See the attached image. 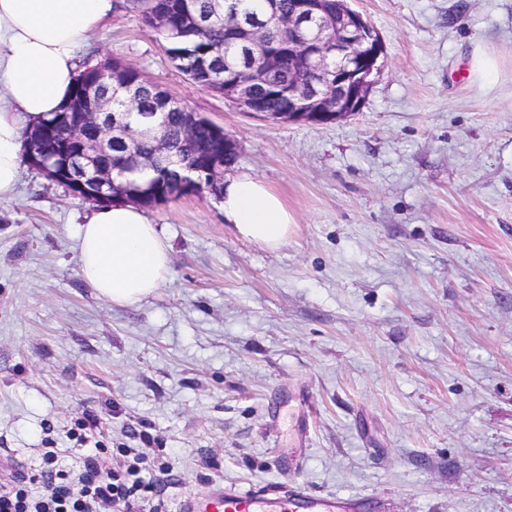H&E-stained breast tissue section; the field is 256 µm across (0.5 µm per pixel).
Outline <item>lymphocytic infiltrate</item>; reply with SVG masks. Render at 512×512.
I'll use <instances>...</instances> for the list:
<instances>
[{
  "instance_id": "1",
  "label": "lymphocytic infiltrate",
  "mask_w": 512,
  "mask_h": 512,
  "mask_svg": "<svg viewBox=\"0 0 512 512\" xmlns=\"http://www.w3.org/2000/svg\"><path fill=\"white\" fill-rule=\"evenodd\" d=\"M124 465L115 470L107 465L100 450L85 455L79 469L63 473L54 449L42 455V490L29 494L24 483L0 485V512H161L154 501L155 481L145 479L143 467L167 474L168 463L151 448H127Z\"/></svg>"
}]
</instances>
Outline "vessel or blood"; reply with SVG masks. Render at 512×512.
I'll list each match as a JSON object with an SVG mask.
<instances>
[{
    "label": "vessel or blood",
    "mask_w": 512,
    "mask_h": 512,
    "mask_svg": "<svg viewBox=\"0 0 512 512\" xmlns=\"http://www.w3.org/2000/svg\"><path fill=\"white\" fill-rule=\"evenodd\" d=\"M361 508L358 498L342 501L330 494L298 487L285 491L278 486L251 491L222 486L182 506L183 512H360Z\"/></svg>",
    "instance_id": "obj_1"
}]
</instances>
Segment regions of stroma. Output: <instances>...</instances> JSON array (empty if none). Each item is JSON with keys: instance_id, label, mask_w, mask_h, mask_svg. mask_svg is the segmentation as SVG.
<instances>
[{"instance_id": "stroma-1", "label": "stroma", "mask_w": 512, "mask_h": 512, "mask_svg": "<svg viewBox=\"0 0 512 512\" xmlns=\"http://www.w3.org/2000/svg\"><path fill=\"white\" fill-rule=\"evenodd\" d=\"M386 48L361 112L277 123L194 84L136 12L78 50L121 58L234 138L294 222L269 249L213 196L146 207L171 247L141 302L79 272L92 204L23 167L0 202V483L63 468L82 413L168 455L166 512L294 484L363 512H512V0H352ZM495 60L474 77V58Z\"/></svg>"}]
</instances>
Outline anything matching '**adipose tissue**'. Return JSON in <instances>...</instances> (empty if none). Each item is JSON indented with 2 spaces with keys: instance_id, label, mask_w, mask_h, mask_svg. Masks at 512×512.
<instances>
[{
  "instance_id": "adipose-tissue-1",
  "label": "adipose tissue",
  "mask_w": 512,
  "mask_h": 512,
  "mask_svg": "<svg viewBox=\"0 0 512 512\" xmlns=\"http://www.w3.org/2000/svg\"><path fill=\"white\" fill-rule=\"evenodd\" d=\"M115 8L116 0H0V201L16 194L25 124L67 103L79 46ZM219 203L241 238L269 248L287 240L288 207L256 176L225 179ZM78 247L83 279L117 305L153 293L169 272L170 246L136 204L98 205L79 228Z\"/></svg>"
}]
</instances>
